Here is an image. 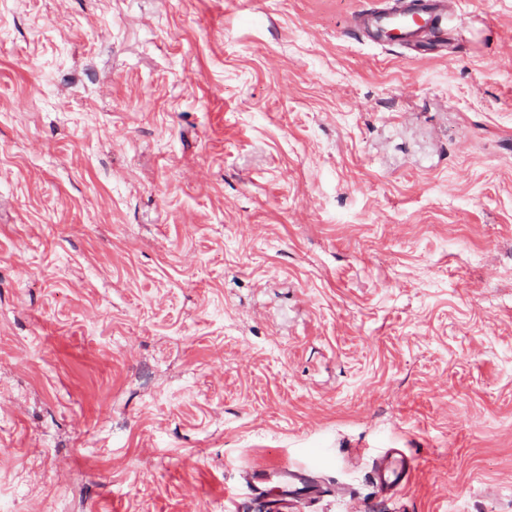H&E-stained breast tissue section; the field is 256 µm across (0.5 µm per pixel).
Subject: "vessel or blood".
<instances>
[{
  "label": "vessel or blood",
  "mask_w": 512,
  "mask_h": 512,
  "mask_svg": "<svg viewBox=\"0 0 512 512\" xmlns=\"http://www.w3.org/2000/svg\"><path fill=\"white\" fill-rule=\"evenodd\" d=\"M447 8V0H406L403 9L396 13L375 6L365 9L355 23L360 30L392 32L394 42L419 53L432 44L447 45L448 32L444 28ZM374 473L379 490L386 493L408 480L410 463L403 457L387 458L376 465ZM248 482L257 492L269 483H276L280 497L294 500H313L322 492L320 485L308 480L302 467L287 463L270 471L253 470Z\"/></svg>",
  "instance_id": "b4317fda"
}]
</instances>
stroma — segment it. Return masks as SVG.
I'll return each instance as SVG.
<instances>
[{"instance_id": "35a3bbf8", "label": "stroma", "mask_w": 512, "mask_h": 512, "mask_svg": "<svg viewBox=\"0 0 512 512\" xmlns=\"http://www.w3.org/2000/svg\"><path fill=\"white\" fill-rule=\"evenodd\" d=\"M365 5L0 0V512H512V0ZM446 0H409L401 11L386 12L376 4L363 10L356 18V28L379 34L394 32L390 40L421 53L432 44L448 47V32L444 28ZM374 473L379 490L388 493L408 480L410 463L403 455L400 458H387L376 465ZM275 479L278 486L275 490L283 498L293 500H313L319 496L323 489L314 481H309L302 467L282 463L275 467L271 472L266 469H255L248 477V483L254 491L265 492L262 488Z\"/></svg>"}]
</instances>
